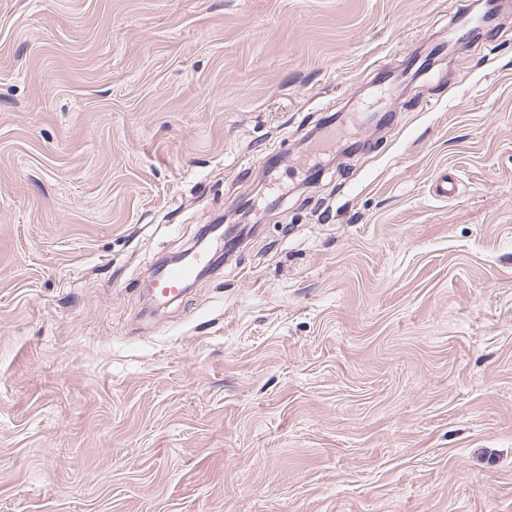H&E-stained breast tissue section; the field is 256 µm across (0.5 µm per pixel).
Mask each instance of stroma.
<instances>
[{"label": "stroma", "instance_id": "1", "mask_svg": "<svg viewBox=\"0 0 512 512\" xmlns=\"http://www.w3.org/2000/svg\"><path fill=\"white\" fill-rule=\"evenodd\" d=\"M497 2L404 88L473 0H0V512H512ZM379 96L360 151L267 172ZM247 202L256 229L151 306ZM206 255V252H194L182 265L159 271L152 284L154 293L168 300L179 297L181 286L195 277L205 263Z\"/></svg>", "mask_w": 512, "mask_h": 512}]
</instances>
